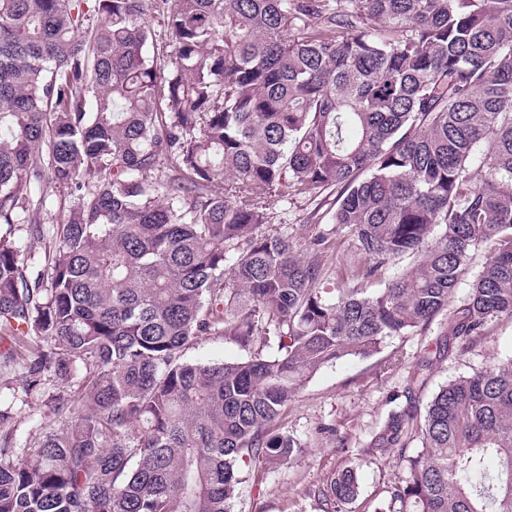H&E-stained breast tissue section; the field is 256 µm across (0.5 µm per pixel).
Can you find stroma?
<instances>
[{
  "label": "stroma",
  "instance_id": "stroma-1",
  "mask_svg": "<svg viewBox=\"0 0 512 512\" xmlns=\"http://www.w3.org/2000/svg\"><path fill=\"white\" fill-rule=\"evenodd\" d=\"M440 314L422 331L385 341L368 359L349 357L323 367L289 405L280 428L297 440L299 451L284 466L252 472L234 500L232 512H320L316 493L334 473L354 468L360 493L346 512H376L387 488L401 473L396 457L376 453L372 438L391 410L404 406L418 362L434 351L446 330ZM245 353L231 340L205 336L187 346L196 363L237 361ZM512 358V317L491 323L486 336L465 352L434 359L424 387L416 394L427 403L439 386ZM17 368L0 371V410L11 416L17 444L39 432L60 428L50 410L55 386L26 394L13 388Z\"/></svg>",
  "mask_w": 512,
  "mask_h": 512
}]
</instances>
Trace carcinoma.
<instances>
[{"label": "carcinoma", "mask_w": 512, "mask_h": 512, "mask_svg": "<svg viewBox=\"0 0 512 512\" xmlns=\"http://www.w3.org/2000/svg\"><path fill=\"white\" fill-rule=\"evenodd\" d=\"M160 6L163 68L145 0H0V365L73 386L33 452L0 411V512H229L244 472L294 456L276 423L310 379L428 326L472 251L434 354L512 316V0ZM45 173L74 195L50 234ZM279 196L331 223L294 241ZM343 230L365 260L331 296ZM213 334L246 358L184 359ZM408 394L373 438L404 463L379 512H512V360ZM357 493L337 472L322 512ZM147 2V9H146V21L150 25L151 28L154 29L155 33L157 35H160V38L162 34H164V17L162 14V11H158L159 8L156 7V0H146ZM159 40L156 42L155 45V52H158V55L161 59V64L167 65V63L172 58L173 54V48L171 46H168V44L165 43L164 39ZM157 48V49H156Z\"/></svg>", "instance_id": "carcinoma-1"}]
</instances>
